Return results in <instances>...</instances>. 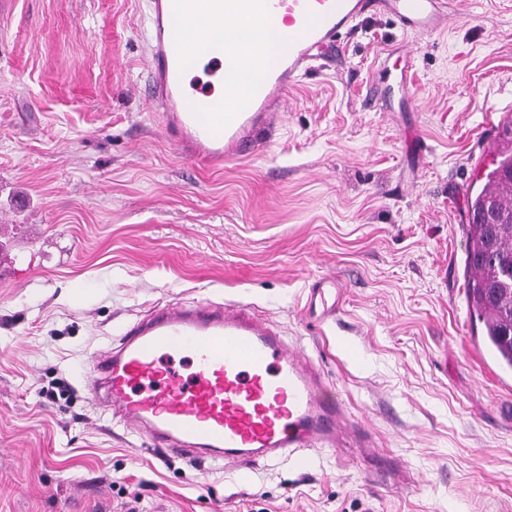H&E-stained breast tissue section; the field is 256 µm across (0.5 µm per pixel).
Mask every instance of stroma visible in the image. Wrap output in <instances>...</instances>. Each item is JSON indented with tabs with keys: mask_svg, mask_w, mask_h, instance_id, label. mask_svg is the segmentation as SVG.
<instances>
[{
	"mask_svg": "<svg viewBox=\"0 0 512 512\" xmlns=\"http://www.w3.org/2000/svg\"><path fill=\"white\" fill-rule=\"evenodd\" d=\"M442 8L432 33L363 17L213 169L153 104L146 0H0V512H512V372L464 268L512 113V0ZM199 301L278 327L361 432L241 473L124 429L86 363ZM333 286V283L327 279H322L320 281L315 282L311 287V295H310V303L312 304L315 301V298L319 295L321 302L323 303V312L326 317H330L336 314L342 306V290L336 283L334 286V296L330 303L325 299L324 290L327 287Z\"/></svg>",
	"mask_w": 512,
	"mask_h": 512,
	"instance_id": "stroma-1",
	"label": "stroma"
}]
</instances>
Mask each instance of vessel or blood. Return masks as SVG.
<instances>
[{"instance_id":"b4317fda","label":"vessel or blood","mask_w":512,"mask_h":512,"mask_svg":"<svg viewBox=\"0 0 512 512\" xmlns=\"http://www.w3.org/2000/svg\"><path fill=\"white\" fill-rule=\"evenodd\" d=\"M438 0H148L149 87L169 135L196 161L220 165L238 155L254 129L272 116L288 88L336 44L365 12H392L407 28L429 32L445 24ZM284 13L288 49L248 90L224 86L226 108L214 109L208 87L187 92L184 77L195 45L210 27L234 20L257 23ZM257 47L212 50L206 65H260ZM192 369L180 378L167 365ZM92 390L108 412L155 447L247 467L258 459L291 458L308 468L314 447H335L345 421L340 404L321 396L323 380L280 333L236 305L194 304L160 309L134 324L118 346L96 353Z\"/></svg>"}]
</instances>
